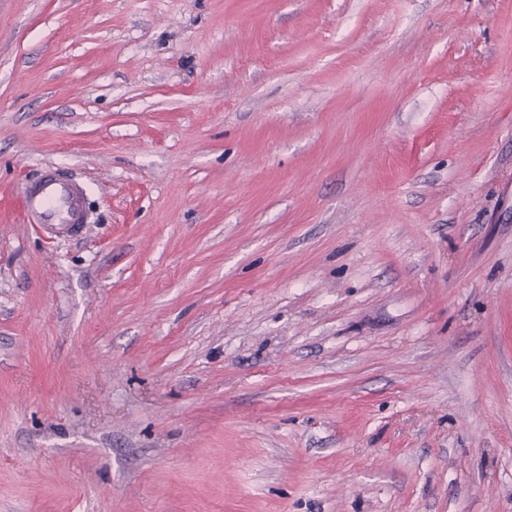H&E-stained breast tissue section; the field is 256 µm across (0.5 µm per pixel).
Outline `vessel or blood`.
<instances>
[{"label": "vessel or blood", "mask_w": 512, "mask_h": 512, "mask_svg": "<svg viewBox=\"0 0 512 512\" xmlns=\"http://www.w3.org/2000/svg\"><path fill=\"white\" fill-rule=\"evenodd\" d=\"M86 197L83 184L48 169L24 187L20 207L27 220L47 228L67 227L76 235L88 222Z\"/></svg>", "instance_id": "obj_1"}]
</instances>
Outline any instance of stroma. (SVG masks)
Returning a JSON list of instances; mask_svg holds the SVG:
<instances>
[{"instance_id": "1", "label": "stroma", "mask_w": 512, "mask_h": 512, "mask_svg": "<svg viewBox=\"0 0 512 512\" xmlns=\"http://www.w3.org/2000/svg\"><path fill=\"white\" fill-rule=\"evenodd\" d=\"M0 512H512V0H0ZM86 187L60 173L48 169L28 183L21 195L22 214L29 222L47 228L69 227L73 235L89 224L85 200Z\"/></svg>"}]
</instances>
